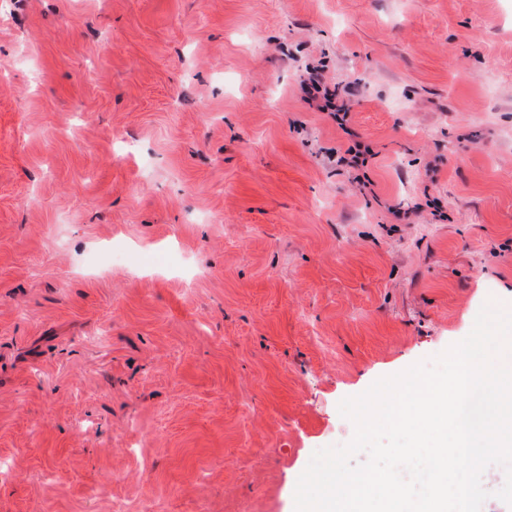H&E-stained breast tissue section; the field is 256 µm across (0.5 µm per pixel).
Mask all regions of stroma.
Here are the masks:
<instances>
[{
  "label": "stroma",
  "mask_w": 512,
  "mask_h": 512,
  "mask_svg": "<svg viewBox=\"0 0 512 512\" xmlns=\"http://www.w3.org/2000/svg\"><path fill=\"white\" fill-rule=\"evenodd\" d=\"M490 299L512 0H0V512H295ZM300 90L303 93V98L309 105L317 110L328 114L339 127L344 130L350 118V111L346 104L338 105L336 103L339 97L338 88L334 87L333 90L327 85L323 70L321 67L312 66L307 67L302 75H300L299 82Z\"/></svg>",
  "instance_id": "obj_1"
}]
</instances>
